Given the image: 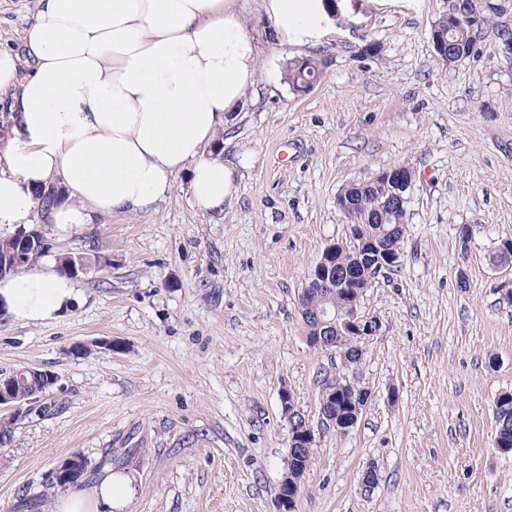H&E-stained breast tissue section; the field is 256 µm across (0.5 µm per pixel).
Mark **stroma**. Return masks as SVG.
I'll return each mask as SVG.
<instances>
[{
	"label": "stroma",
	"instance_id": "35a3bbf8",
	"mask_svg": "<svg viewBox=\"0 0 512 512\" xmlns=\"http://www.w3.org/2000/svg\"><path fill=\"white\" fill-rule=\"evenodd\" d=\"M242 4L260 60L209 148L235 170L223 211L200 209L182 171L145 211L68 233L32 214L54 245L40 265L109 264L74 278L79 302L58 318L0 315V373L58 377L48 413L0 445V512H25L30 491L54 512L48 476L75 453L130 478L117 512H277L280 389L314 424L320 380L342 371L308 346L298 296L348 233L337 193L395 165L415 174L401 265L362 299L381 329L352 372L372 397L348 433L317 431L297 512H512L493 421L512 389V265L489 262L512 239V0H479L477 50L449 65L430 35L449 0H342L314 46L275 43L261 0ZM36 8L0 0V46L21 50ZM309 56L321 82L294 94L284 70Z\"/></svg>",
	"mask_w": 512,
	"mask_h": 512
}]
</instances>
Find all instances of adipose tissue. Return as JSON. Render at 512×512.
<instances>
[{"label":"adipose tissue","mask_w":512,"mask_h":512,"mask_svg":"<svg viewBox=\"0 0 512 512\" xmlns=\"http://www.w3.org/2000/svg\"><path fill=\"white\" fill-rule=\"evenodd\" d=\"M262 6L282 45L317 44L331 26L330 0ZM23 46L0 49V106L16 121L0 154V231L30 224L37 190L52 184L67 198L47 217L66 232L95 212L149 208L185 167L195 203L223 209L234 170L206 145L259 62L239 0H39ZM78 300L49 269L0 281V311L19 319H50ZM130 493L108 472L68 487L55 510L112 512Z\"/></svg>","instance_id":"adipose-tissue-1"}]
</instances>
